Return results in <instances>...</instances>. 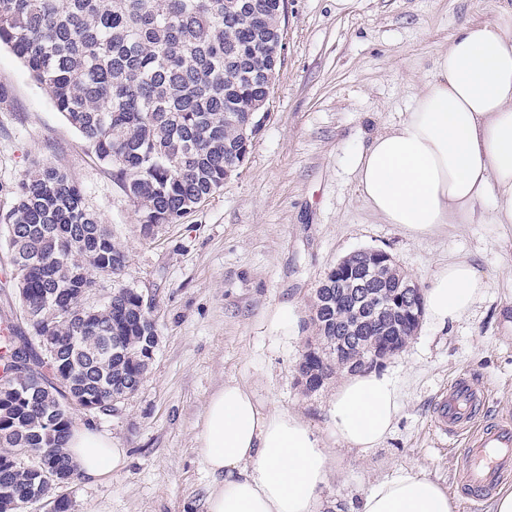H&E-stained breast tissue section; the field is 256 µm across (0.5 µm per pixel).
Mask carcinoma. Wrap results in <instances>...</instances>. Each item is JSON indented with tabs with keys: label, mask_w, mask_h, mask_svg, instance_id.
<instances>
[{
	"label": "carcinoma",
	"mask_w": 512,
	"mask_h": 512,
	"mask_svg": "<svg viewBox=\"0 0 512 512\" xmlns=\"http://www.w3.org/2000/svg\"><path fill=\"white\" fill-rule=\"evenodd\" d=\"M281 0H0V46L22 60L57 111L81 134L153 238L220 191L247 153L268 101L259 72L278 63L266 44ZM0 215L15 300L28 331L12 325L0 357V503L46 497L77 470L66 451L72 413L108 414L140 386L157 345L152 307L120 286L99 307L85 289L116 276L127 255L86 208L82 189L52 165L27 171ZM376 320L362 325L349 358L379 356L412 331L390 304L404 277L372 267ZM315 296V342L302 353L306 390L336 372V333L359 305L336 289ZM54 340L45 360L41 338ZM31 448L48 466L25 465Z\"/></svg>",
	"instance_id": "obj_1"
}]
</instances>
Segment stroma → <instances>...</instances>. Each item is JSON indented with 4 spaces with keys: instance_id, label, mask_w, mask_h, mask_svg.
Masks as SVG:
<instances>
[{
    "instance_id": "35a3bbf8",
    "label": "stroma",
    "mask_w": 512,
    "mask_h": 512,
    "mask_svg": "<svg viewBox=\"0 0 512 512\" xmlns=\"http://www.w3.org/2000/svg\"><path fill=\"white\" fill-rule=\"evenodd\" d=\"M505 0H288L285 57L270 114L242 168L178 223L143 238L133 207L110 170L57 112L6 47L0 48V208L20 176L51 164L78 183L87 208L126 252L119 277L99 275L87 302L113 288L136 289L152 305L159 334L139 389L109 414L77 410L73 423L110 434L128 454L106 481L75 479V512H205L211 478L197 448L198 423L212 393L229 380L261 402L296 412L335 454L319 512H358L377 483L413 469L447 492L454 512H491L492 499L467 501L455 489L459 441L431 424L436 392L459 374L487 392L488 411L512 412V224H458L414 239L386 224L357 193L350 155L400 121L430 80L434 62L465 24L492 20ZM387 252L427 289L434 270L467 258L489 282L474 313L441 327L422 320L408 346L379 368L404 391L400 415L368 457L336 450L328 406L337 382L298 385L296 366L316 328L315 291L339 260ZM292 302L301 331L288 342L263 323Z\"/></svg>"
}]
</instances>
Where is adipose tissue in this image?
<instances>
[{
  "mask_svg": "<svg viewBox=\"0 0 512 512\" xmlns=\"http://www.w3.org/2000/svg\"><path fill=\"white\" fill-rule=\"evenodd\" d=\"M351 166L367 208L410 237L450 224H512V7L463 26L404 117L357 148ZM487 287L468 259L438 266L424 297L428 319H463ZM402 398L388 374L350 375L329 404L328 427L340 446L369 456L390 433ZM198 428L213 479L205 512H317L330 450L300 415L263 407L230 381L210 397ZM66 447L92 483L127 461L126 449L87 426L72 429ZM359 512H454V505L437 482L405 470L372 487Z\"/></svg>",
  "mask_w": 512,
  "mask_h": 512,
  "instance_id": "ef3b65f1",
  "label": "adipose tissue"
}]
</instances>
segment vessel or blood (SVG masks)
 <instances>
[{"label":"vessel or blood","mask_w":512,"mask_h":512,"mask_svg":"<svg viewBox=\"0 0 512 512\" xmlns=\"http://www.w3.org/2000/svg\"><path fill=\"white\" fill-rule=\"evenodd\" d=\"M486 400L485 390L462 374L435 397L432 405L435 430L464 440L455 484L473 500L491 496L512 478V419L479 421Z\"/></svg>","instance_id":"b4317fda"}]
</instances>
